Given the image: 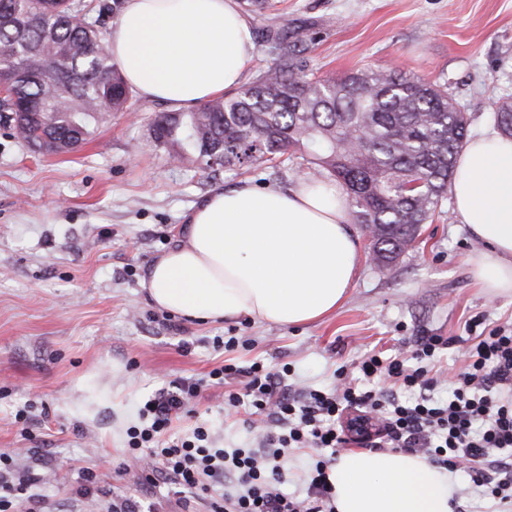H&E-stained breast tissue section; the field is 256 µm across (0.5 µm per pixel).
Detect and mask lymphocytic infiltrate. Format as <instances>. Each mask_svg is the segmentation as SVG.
I'll use <instances>...</instances> for the list:
<instances>
[{
  "label": "lymphocytic infiltrate",
  "instance_id": "obj_1",
  "mask_svg": "<svg viewBox=\"0 0 512 512\" xmlns=\"http://www.w3.org/2000/svg\"><path fill=\"white\" fill-rule=\"evenodd\" d=\"M464 338L462 365L445 376L430 363L452 341L420 336L410 358L369 353L347 377L337 368L336 386L327 390L291 389L280 372L253 362L225 364L208 379L182 378L148 397L139 409L140 424L127 431L126 449L152 472L146 491L160 485L183 488L208 512H335L327 470L345 442L341 416L348 407L375 415L379 429L367 443L419 453L434 466L465 470L474 489L499 506L512 507V325L495 326ZM449 382L448 400L434 396ZM225 386L224 405L248 408L264 416L270 429L251 448L226 451L200 423L170 436L174 420L187 414L205 384ZM304 448L322 456L304 475L305 497L284 492L288 461ZM41 475L12 456L0 453V512H41L33 492Z\"/></svg>",
  "mask_w": 512,
  "mask_h": 512
}]
</instances>
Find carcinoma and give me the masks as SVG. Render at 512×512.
Returning a JSON list of instances; mask_svg holds the SVG:
<instances>
[{
	"label": "carcinoma",
	"instance_id": "cac0c4a2",
	"mask_svg": "<svg viewBox=\"0 0 512 512\" xmlns=\"http://www.w3.org/2000/svg\"><path fill=\"white\" fill-rule=\"evenodd\" d=\"M94 0H0V70L11 75L0 123L48 152L87 143L133 94L112 58L98 53L101 14ZM98 16H93V13ZM292 39L266 40L273 64L255 81L192 112L149 123L156 147L179 163L219 158L216 169L291 162L305 179L336 178L357 223L370 229L376 265L392 269L413 247L448 195L468 120L439 85L395 69L338 79L295 72ZM512 137V100L494 112Z\"/></svg>",
	"mask_w": 512,
	"mask_h": 512
}]
</instances>
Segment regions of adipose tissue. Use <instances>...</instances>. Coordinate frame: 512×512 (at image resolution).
Listing matches in <instances>:
<instances>
[{
    "mask_svg": "<svg viewBox=\"0 0 512 512\" xmlns=\"http://www.w3.org/2000/svg\"><path fill=\"white\" fill-rule=\"evenodd\" d=\"M106 48L132 90L181 111L239 88L255 45L238 0H125ZM451 192L482 244L470 257L476 280L512 296V139L469 140ZM185 222L142 282L154 306L179 316L311 324L342 307L359 276L349 197L333 181L218 190ZM328 480L336 512H452L451 475L418 454L349 450Z\"/></svg>",
    "mask_w": 512,
    "mask_h": 512,
    "instance_id": "1",
    "label": "adipose tissue"
}]
</instances>
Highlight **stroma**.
Returning a JSON list of instances; mask_svg holds the SVG:
<instances>
[{"label": "stroma", "instance_id": "stroma-1", "mask_svg": "<svg viewBox=\"0 0 512 512\" xmlns=\"http://www.w3.org/2000/svg\"><path fill=\"white\" fill-rule=\"evenodd\" d=\"M255 55L245 79L270 65L267 29L301 31L297 71L309 77L397 68L445 85L469 135L495 130L512 98V0H272L251 17ZM165 106L134 97L76 151L38 152L0 124V451L39 446L46 512H98L131 499L139 512H182L183 495L149 496L142 465L128 457L125 430L140 403L181 377L201 378L232 361L289 366L286 383L329 388L335 370L370 351L409 352L416 336L458 337L472 318L512 323V296L476 285L469 257L481 247L452 200L424 224L389 271L363 258L344 306L321 322L266 325L242 317L200 323L157 309L141 282L179 240L188 210L212 191L248 182L292 186L284 167L212 172L172 163L148 137ZM217 336L251 339L227 354ZM31 405L33 440L14 423ZM227 449L248 448L254 417L224 416L223 387L196 404ZM96 489L79 492L85 470Z\"/></svg>", "mask_w": 512, "mask_h": 512}]
</instances>
